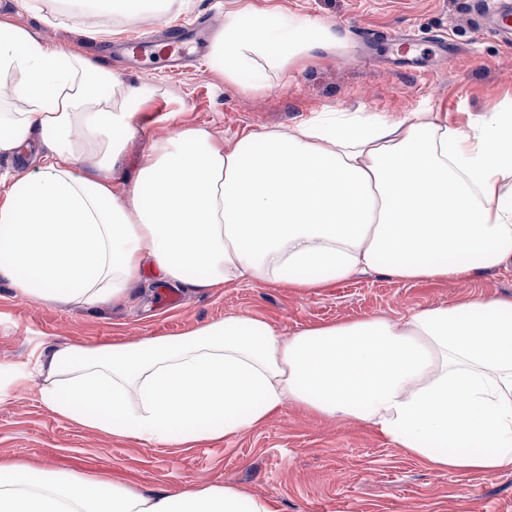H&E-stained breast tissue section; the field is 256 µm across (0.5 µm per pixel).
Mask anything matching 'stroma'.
I'll use <instances>...</instances> for the list:
<instances>
[{"mask_svg": "<svg viewBox=\"0 0 512 512\" xmlns=\"http://www.w3.org/2000/svg\"><path fill=\"white\" fill-rule=\"evenodd\" d=\"M300 15L346 33L342 57L288 72L272 90L245 95L209 61L180 70L160 60L127 61L122 41L156 28L175 29L205 19L221 31L235 0H192L172 21L126 11L102 19L106 37L93 41L81 12L62 20L43 0H0V16L43 31L57 44L99 58L133 83L159 87L141 109L143 128L129 140L115 172L117 190L134 180L151 142L184 126H206L225 142L244 133L287 127L332 109L447 113L467 125L490 106L512 109V50L480 32L469 0H277ZM374 31L368 55L358 52V29ZM417 38L416 58L402 60L385 33ZM161 279L145 272L119 305L57 306L20 297L0 279V369L31 373L0 396V460L61 473L88 475L144 494H177L207 485H233L269 500L277 512H512V472L460 473L429 468L363 424L315 416L288 404L259 427L192 446H150L81 426L53 413L39 394L37 356L50 345H98L151 336H179L229 314L260 317L288 335L301 328L379 315L391 319L473 295L512 297V269L471 280L403 282L356 275L327 288L298 292L288 284L252 281L212 293L180 288L170 306Z\"/></svg>", "mask_w": 512, "mask_h": 512, "instance_id": "obj_1", "label": "stroma"}]
</instances>
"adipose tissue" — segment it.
I'll list each match as a JSON object with an SVG mask.
<instances>
[{"label":"adipose tissue","instance_id":"adipose-tissue-1","mask_svg":"<svg viewBox=\"0 0 512 512\" xmlns=\"http://www.w3.org/2000/svg\"><path fill=\"white\" fill-rule=\"evenodd\" d=\"M333 26L275 6L224 16L210 58L246 90L341 50ZM155 87L126 82L0 18V155L38 172L0 200V277L19 296L126 301L146 270L208 292L285 280L323 288L358 272L400 281L512 266V112L468 126L437 112H322L232 145L189 126L154 141L125 194L112 178ZM51 411L147 445L241 434L290 403L369 426L406 455L461 472L512 470V298L472 297L283 335L225 316L180 336L47 348ZM0 512H275L232 485L145 496L0 463Z\"/></svg>","mask_w":512,"mask_h":512}]
</instances>
